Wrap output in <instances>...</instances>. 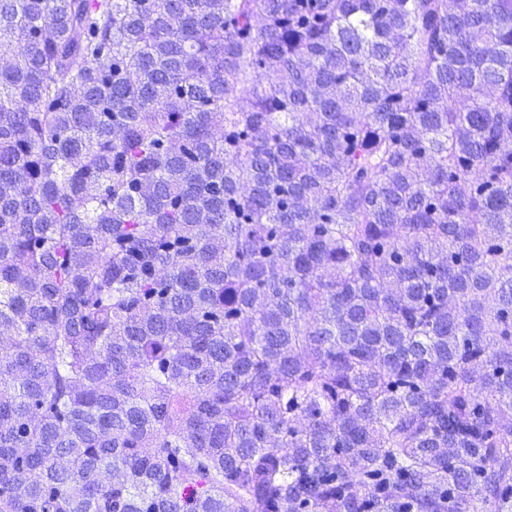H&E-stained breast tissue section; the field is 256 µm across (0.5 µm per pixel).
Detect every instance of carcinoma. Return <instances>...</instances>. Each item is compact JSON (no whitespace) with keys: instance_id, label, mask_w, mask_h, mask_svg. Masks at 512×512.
Here are the masks:
<instances>
[{"instance_id":"1","label":"carcinoma","mask_w":512,"mask_h":512,"mask_svg":"<svg viewBox=\"0 0 512 512\" xmlns=\"http://www.w3.org/2000/svg\"><path fill=\"white\" fill-rule=\"evenodd\" d=\"M0 16V512H512V0Z\"/></svg>"}]
</instances>
